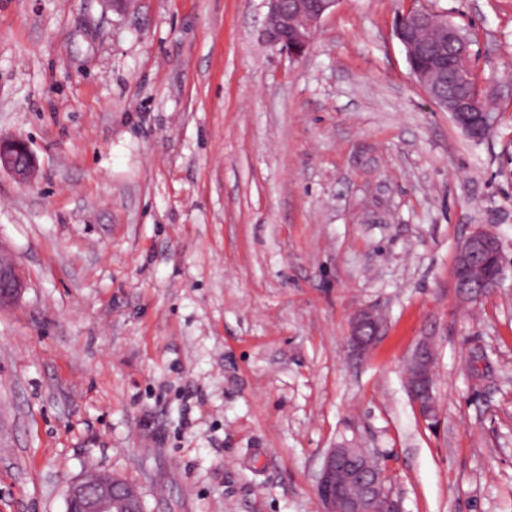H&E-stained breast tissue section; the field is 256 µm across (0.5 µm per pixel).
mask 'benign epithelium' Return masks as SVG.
<instances>
[{
	"label": "benign epithelium",
	"instance_id": "obj_1",
	"mask_svg": "<svg viewBox=\"0 0 512 512\" xmlns=\"http://www.w3.org/2000/svg\"><path fill=\"white\" fill-rule=\"evenodd\" d=\"M266 37L271 45L295 56L308 49L323 17L331 12L337 0H292L287 7L283 0H267ZM414 26L395 27L397 38L406 50L407 57L420 51L426 40L419 37L424 32L431 38L437 33L445 35V42L452 44L457 31L424 8H410ZM471 49H459L456 69L469 82L475 80L470 63ZM442 68L414 72L429 97L451 117H460L458 127L471 139L482 140L495 127L497 117L484 105L481 93L466 92L452 99L436 94ZM35 158L28 143L19 137H0V171H6L21 181L34 172ZM498 237L483 226L476 227L458 245L453 279L459 301L477 300L473 286L500 283L504 276ZM24 289L16 268L0 269V309L15 303ZM380 330L373 311L359 310L351 326L348 344L354 351L366 350ZM436 352L433 343L420 340L407 364L409 376L407 392L419 418L429 427L438 424V403L434 392ZM317 495L323 512H399L389 488L384 470L363 448H332L324 457L316 484ZM66 512H143L137 490L120 478L98 471L92 480L84 477L72 482L67 490Z\"/></svg>",
	"mask_w": 512,
	"mask_h": 512
}]
</instances>
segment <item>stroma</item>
Instances as JSON below:
<instances>
[{"mask_svg": "<svg viewBox=\"0 0 512 512\" xmlns=\"http://www.w3.org/2000/svg\"><path fill=\"white\" fill-rule=\"evenodd\" d=\"M464 27L499 121L475 142L412 77L406 0H338L306 55L266 0H0V512H65L92 468L144 512H322L364 448L403 512H512V0ZM481 225L505 277L460 304ZM382 331L351 354L359 309ZM433 337L439 423L407 359ZM35 158L28 143L19 137H0V171H6L21 181L34 172ZM23 289V281L15 267L0 269V309L15 303Z\"/></svg>", "mask_w": 512, "mask_h": 512, "instance_id": "stroma-1", "label": "stroma"}]
</instances>
